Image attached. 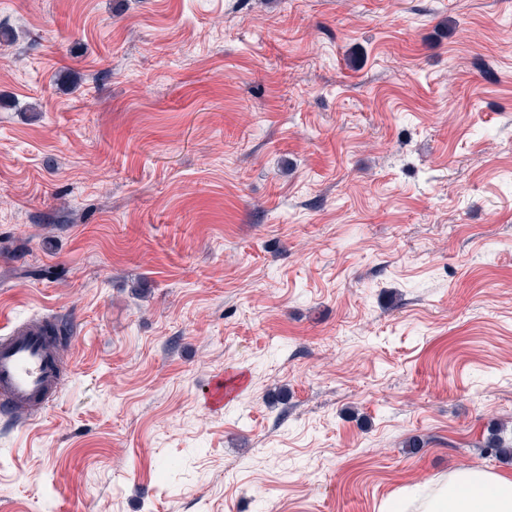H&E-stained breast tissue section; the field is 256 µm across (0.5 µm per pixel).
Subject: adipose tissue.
Listing matches in <instances>:
<instances>
[{"mask_svg": "<svg viewBox=\"0 0 512 512\" xmlns=\"http://www.w3.org/2000/svg\"><path fill=\"white\" fill-rule=\"evenodd\" d=\"M417 512H512V478L461 468L436 480Z\"/></svg>", "mask_w": 512, "mask_h": 512, "instance_id": "adipose-tissue-1", "label": "adipose tissue"}]
</instances>
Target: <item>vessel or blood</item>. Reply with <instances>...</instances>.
Wrapping results in <instances>:
<instances>
[{"label": "vessel or blood", "instance_id": "vessel-or-blood-1", "mask_svg": "<svg viewBox=\"0 0 512 512\" xmlns=\"http://www.w3.org/2000/svg\"><path fill=\"white\" fill-rule=\"evenodd\" d=\"M64 370L51 329L15 326L0 335V417L43 412L61 390Z\"/></svg>", "mask_w": 512, "mask_h": 512}]
</instances>
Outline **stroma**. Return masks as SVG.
Instances as JSON below:
<instances>
[{
  "mask_svg": "<svg viewBox=\"0 0 512 512\" xmlns=\"http://www.w3.org/2000/svg\"><path fill=\"white\" fill-rule=\"evenodd\" d=\"M0 25V334L74 327L53 403L0 420V512H384L512 473L479 452L512 426V0Z\"/></svg>",
  "mask_w": 512,
  "mask_h": 512,
  "instance_id": "1",
  "label": "stroma"
}]
</instances>
